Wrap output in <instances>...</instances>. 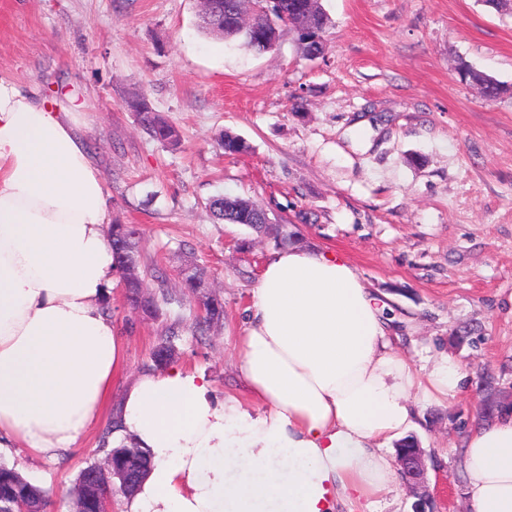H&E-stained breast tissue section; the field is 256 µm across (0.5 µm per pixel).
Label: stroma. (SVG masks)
Returning <instances> with one entry per match:
<instances>
[{
	"instance_id": "obj_1",
	"label": "stroma",
	"mask_w": 512,
	"mask_h": 512,
	"mask_svg": "<svg viewBox=\"0 0 512 512\" xmlns=\"http://www.w3.org/2000/svg\"><path fill=\"white\" fill-rule=\"evenodd\" d=\"M322 53L294 27L261 55L203 33L201 0H0V79L79 107L113 222L134 225L147 264L172 296L158 314L131 309L122 282L104 306L124 364L99 423L68 452L0 450V462L74 512L78 473L102 463L99 440L127 387L167 365L236 393L233 361L267 259L298 247L347 257L386 303L394 345L416 364L436 352L468 375L449 403L420 402L414 430L428 475L448 482L436 512H466L459 439L512 407V11L482 0H321ZM469 65L506 88L485 100ZM143 93L182 134L171 151L144 134L127 98ZM246 152L225 155L222 132ZM262 205L273 230L215 222L209 199ZM207 285L183 292L184 264ZM220 321L196 328L206 300Z\"/></svg>"
}]
</instances>
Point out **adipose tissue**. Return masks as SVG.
I'll use <instances>...</instances> for the list:
<instances>
[{
	"mask_svg": "<svg viewBox=\"0 0 512 512\" xmlns=\"http://www.w3.org/2000/svg\"><path fill=\"white\" fill-rule=\"evenodd\" d=\"M75 124L74 107L0 80V448L42 457L100 420L123 364L102 311L111 217ZM236 368L249 402L178 366L132 385L115 435L151 466L126 512H362L398 488L385 448L413 428L412 402L465 390L448 353L425 368L394 349L349 260L294 246L263 267ZM460 449L470 512H512V408Z\"/></svg>",
	"mask_w": 512,
	"mask_h": 512,
	"instance_id": "ef3b65f1",
	"label": "adipose tissue"
}]
</instances>
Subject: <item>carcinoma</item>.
<instances>
[{
	"label": "carcinoma",
	"mask_w": 512,
	"mask_h": 512,
	"mask_svg": "<svg viewBox=\"0 0 512 512\" xmlns=\"http://www.w3.org/2000/svg\"><path fill=\"white\" fill-rule=\"evenodd\" d=\"M239 12L240 0H212L198 15V26L226 40L240 38L249 50L262 54L275 46L279 28L291 24L297 27L299 40L309 57L317 58L322 53L320 34L324 25V12L320 0H276L271 4L269 12L257 16L248 25L240 24ZM459 76L465 81L478 80L483 96L489 101L496 99L503 91L494 79L468 66L459 69ZM126 107L136 113L140 126L151 138L171 149L180 146L179 131L153 110L146 95L138 94L129 98ZM221 148L224 153L233 155L243 152L246 143L242 138L226 132L221 139ZM208 207L214 218L221 223L243 224L257 233H264L269 228L265 210L248 200L224 195L210 199ZM109 233L112 251L120 259L121 268L125 269L131 263L138 264L143 270L147 268L138 242L126 235L124 225H111ZM124 288L132 306L158 310L156 303L141 296L143 279L126 280ZM116 426L115 420L109 423L101 436V449L109 458L129 460L141 480L148 472L150 455L128 444L108 447V437ZM77 483L81 485L83 512H108L112 476L98 474L89 466L80 472ZM50 505L45 490L32 484L15 468L0 463V512H18L23 507L31 512H49Z\"/></svg>",
	"instance_id": "cac0c4a2"
}]
</instances>
